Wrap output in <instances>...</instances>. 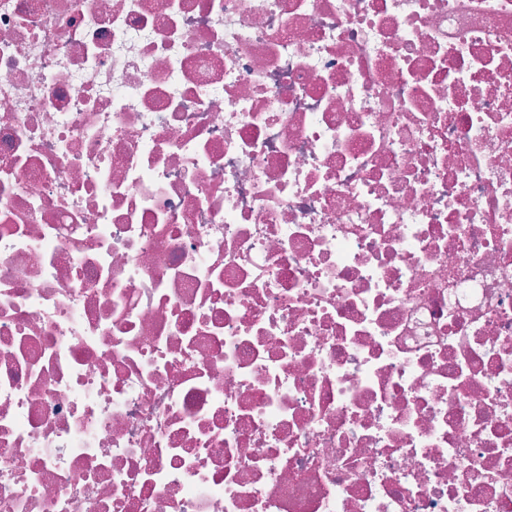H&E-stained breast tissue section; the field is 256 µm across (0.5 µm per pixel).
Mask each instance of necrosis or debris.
Segmentation results:
<instances>
[{
	"instance_id": "1",
	"label": "necrosis or debris",
	"mask_w": 512,
	"mask_h": 512,
	"mask_svg": "<svg viewBox=\"0 0 512 512\" xmlns=\"http://www.w3.org/2000/svg\"><path fill=\"white\" fill-rule=\"evenodd\" d=\"M0 512H512V0H0Z\"/></svg>"
}]
</instances>
